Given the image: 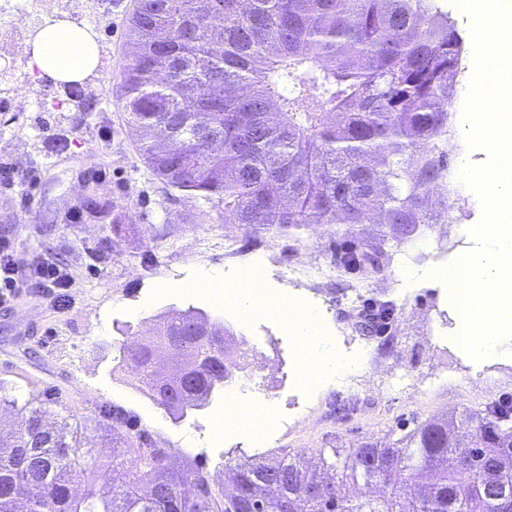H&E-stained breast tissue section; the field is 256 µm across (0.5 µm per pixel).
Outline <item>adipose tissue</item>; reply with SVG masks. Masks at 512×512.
I'll return each instance as SVG.
<instances>
[{
    "mask_svg": "<svg viewBox=\"0 0 512 512\" xmlns=\"http://www.w3.org/2000/svg\"><path fill=\"white\" fill-rule=\"evenodd\" d=\"M100 62L95 42L76 25L58 21L39 31L31 40L30 69L39 77H49L60 84L83 82ZM217 299L228 301L244 313L259 311L261 289L249 273H241L238 282H225L217 275H204L197 281ZM284 308L295 310L289 331L299 349L301 378L307 383H337L356 367L354 360L340 354L319 352L318 346L325 336L322 318L317 309L293 300H283Z\"/></svg>",
    "mask_w": 512,
    "mask_h": 512,
    "instance_id": "ef3b65f1",
    "label": "adipose tissue"
}]
</instances>
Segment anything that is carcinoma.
Segmentation results:
<instances>
[{
    "mask_svg": "<svg viewBox=\"0 0 512 512\" xmlns=\"http://www.w3.org/2000/svg\"><path fill=\"white\" fill-rule=\"evenodd\" d=\"M130 58L112 96L142 163L168 191L224 209L255 235L341 224L337 263L378 271L391 243L446 224L448 137L465 42L437 0H135ZM74 112L93 90L68 87ZM356 224L384 227L373 239ZM199 308L158 315L155 341L123 352L176 421L208 408L233 362L224 329L203 339ZM191 382L157 393L156 346ZM0 382V512H512V401L431 419L395 441L333 448L326 480L299 455L245 460L216 490L174 468L129 418L104 409L91 438L46 423L50 405Z\"/></svg>",
    "mask_w": 512,
    "mask_h": 512,
    "instance_id": "obj_1",
    "label": "carcinoma"
}]
</instances>
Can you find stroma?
<instances>
[{"label":"stroma","instance_id":"stroma-1","mask_svg":"<svg viewBox=\"0 0 512 512\" xmlns=\"http://www.w3.org/2000/svg\"><path fill=\"white\" fill-rule=\"evenodd\" d=\"M133 3L97 0L83 18L100 50L90 79L99 97L97 111H52L61 86L29 78L27 56L10 65L11 83L32 109L0 112V167L20 174L13 182L0 177V239H9L26 260L47 252L64 258L75 286L63 307L33 287L0 308V379L24 393L62 395L69 413L88 425L101 406L123 409L158 447L174 449V464L202 466L218 488L223 482L217 474L232 458L395 440L431 418L512 398V358L484 365L449 343L448 289L427 277L470 245V227L482 215L479 198L458 181L464 164L487 160L483 150L467 148L462 115L453 119L444 199L454 209L455 223L421 225L392 248L383 273L345 271L335 265L340 248L335 227L257 236L225 223L216 207L170 195L148 173L135 150V134L112 97L126 62L125 25ZM55 137L68 141L65 153L48 151L46 143ZM94 186L111 204L110 222L84 206ZM444 200L436 196L432 202ZM258 258L266 290L318 308L326 349L360 358V368L348 379L358 388L355 398H346L338 385L303 383L297 345L273 316L246 317L186 288L206 270L234 279ZM366 303L385 305V331L359 330ZM192 306L223 320L243 343L249 371L274 362L271 372L242 374L237 388L245 407L271 405L275 420L263 434L219 431L220 398L174 422L129 369L118 367L121 348L147 336L157 314Z\"/></svg>","mask_w":512,"mask_h":512}]
</instances>
